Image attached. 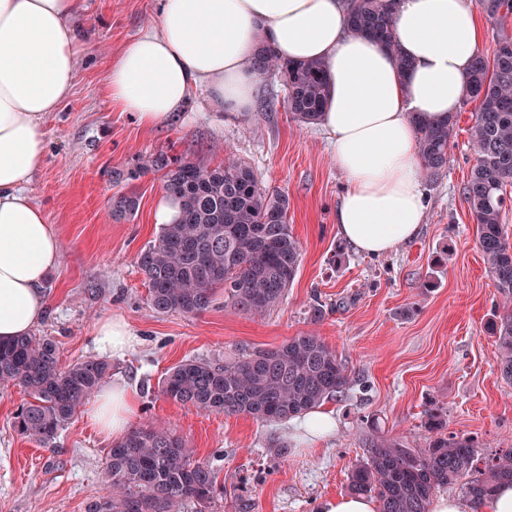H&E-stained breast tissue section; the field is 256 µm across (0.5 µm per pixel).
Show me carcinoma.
I'll list each match as a JSON object with an SVG mask.
<instances>
[{"mask_svg":"<svg viewBox=\"0 0 512 512\" xmlns=\"http://www.w3.org/2000/svg\"><path fill=\"white\" fill-rule=\"evenodd\" d=\"M347 27L395 49L392 15L396 0H346ZM490 19L512 14V0H476ZM258 71L284 79V104L294 119L314 124L328 96L324 66L314 60L278 59L268 47L257 53ZM469 99L478 102L470 138L476 151L464 187L478 247L501 295L490 322L501 377L512 382V237L505 224L506 186L512 184V38L504 36L492 55H476L466 77ZM423 178L435 182L448 167L455 117L415 119ZM162 173L164 189L178 202L179 220L164 224L136 264L148 288L147 303L158 313L196 315L209 309L218 291L224 306L257 314L279 305L294 281L302 247L288 224V196L263 186L252 166L231 155L206 165L165 152L143 159L136 178ZM113 212L132 216L134 193L113 199ZM112 370L88 357L60 364L59 348L47 336L0 341V384L15 386L30 400L14 413L20 436L50 447L77 410ZM356 382L336 352L313 334L272 348L252 349L222 365L189 359L161 382L167 399L203 412L244 415L278 422L302 415L345 394ZM428 447L415 450L397 439L369 444L349 473L353 494L373 497L380 512H429L434 495L462 484L475 503L498 485L512 482V448L479 458L474 441L446 433L442 413L426 411ZM106 496L90 512H181L187 504L205 512L224 494L213 468L194 458L185 441L152 424L134 427L107 451Z\"/></svg>","mask_w":512,"mask_h":512,"instance_id":"obj_1","label":"carcinoma"}]
</instances>
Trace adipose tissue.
Masks as SVG:
<instances>
[{
  "instance_id": "ef3b65f1",
  "label": "adipose tissue",
  "mask_w": 512,
  "mask_h": 512,
  "mask_svg": "<svg viewBox=\"0 0 512 512\" xmlns=\"http://www.w3.org/2000/svg\"><path fill=\"white\" fill-rule=\"evenodd\" d=\"M86 0H0V340L30 335L47 311L44 284L60 261L46 213L27 192L47 158L45 120L72 92ZM343 0H158L157 23L111 62L112 107L152 126L185 111L196 91L212 109L252 111L262 74L258 44L285 61L321 60L330 92L320 124L346 188L340 236L381 255L412 239L425 219L415 118L443 120L467 92L480 42L473 0H397L395 49L346 27ZM411 66L400 71L396 55ZM96 349L125 355L135 336L121 316L99 320ZM136 414L125 380L87 406L102 433L122 436ZM431 512H512V485L473 504L437 499Z\"/></svg>"
}]
</instances>
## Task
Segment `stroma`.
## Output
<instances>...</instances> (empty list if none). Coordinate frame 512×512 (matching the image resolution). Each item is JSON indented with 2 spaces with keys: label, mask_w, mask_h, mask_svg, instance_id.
Wrapping results in <instances>:
<instances>
[{
  "label": "stroma",
  "mask_w": 512,
  "mask_h": 512,
  "mask_svg": "<svg viewBox=\"0 0 512 512\" xmlns=\"http://www.w3.org/2000/svg\"><path fill=\"white\" fill-rule=\"evenodd\" d=\"M157 0H88L85 47L69 99L46 121L49 153L28 187L54 224L60 264L45 285L47 315L36 328L58 345L61 364L95 355L94 328L122 316L137 341L112 358V377L138 389L135 422L182 437L211 464L224 487L206 512H320L347 494L348 475L372 438H399L426 448L425 412L442 410L447 429L472 438L480 456L512 448V383L502 379L494 339L486 331L499 293L478 248L463 194L475 163L469 129L477 102L462 101L448 167L424 183L425 220L417 235L389 254L370 257L339 236L336 209L345 189L332 146L318 125L294 121L273 76L257 98L270 111L229 116L195 99L176 121L143 128L110 106L105 78L112 58L156 17ZM166 151L207 165L227 155L247 161L264 185L290 200L288 222L303 247L286 298L244 315L216 297L197 315L160 314L147 303L136 256L159 231L152 218L163 191L160 174L113 182L116 169ZM135 192L134 216L112 214L114 196ZM325 314L313 320L311 309ZM313 333L361 376L344 397L324 403L334 435L298 442L290 421L261 423L243 415L205 413L165 398L169 368L186 359L221 364L243 350L276 347ZM26 396L0 386V512H90L105 493L103 469L113 439L77 412L43 448L18 435L12 418Z\"/></svg>",
  "instance_id": "stroma-1"
}]
</instances>
